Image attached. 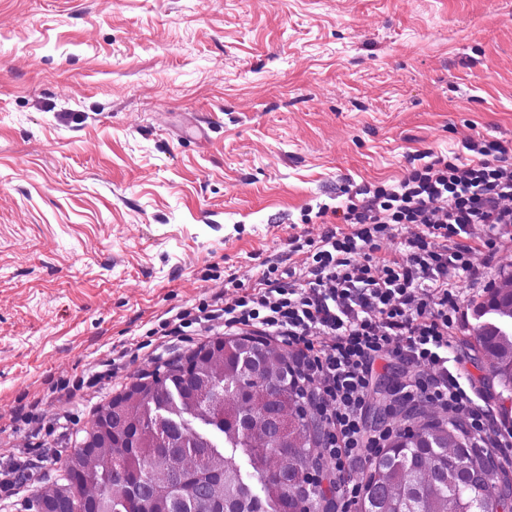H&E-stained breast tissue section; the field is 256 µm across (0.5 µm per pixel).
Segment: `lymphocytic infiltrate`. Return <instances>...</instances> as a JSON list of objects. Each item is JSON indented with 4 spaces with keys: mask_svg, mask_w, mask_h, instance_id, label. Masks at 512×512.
Segmentation results:
<instances>
[{
    "mask_svg": "<svg viewBox=\"0 0 512 512\" xmlns=\"http://www.w3.org/2000/svg\"><path fill=\"white\" fill-rule=\"evenodd\" d=\"M468 160L429 151L423 163L385 185H348L303 267L264 268L249 292L215 296L162 320L161 337L224 324L286 344L325 424L321 454L332 464L338 512H354L362 493L351 469L379 454L391 429L365 435L362 418L374 364L393 357L408 369L390 406H428L459 427L473 448H508L494 408L452 363L461 321V281L482 282L473 257L512 241V146L468 140ZM483 237H476L475 226ZM396 249L378 258L382 241Z\"/></svg>",
    "mask_w": 512,
    "mask_h": 512,
    "instance_id": "lymphocytic-infiltrate-1",
    "label": "lymphocytic infiltrate"
}]
</instances>
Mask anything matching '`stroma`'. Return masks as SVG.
I'll list each match as a JSON object with an SVG mask.
<instances>
[{
  "instance_id": "1",
  "label": "stroma",
  "mask_w": 512,
  "mask_h": 512,
  "mask_svg": "<svg viewBox=\"0 0 512 512\" xmlns=\"http://www.w3.org/2000/svg\"><path fill=\"white\" fill-rule=\"evenodd\" d=\"M478 136L512 142V0H0V465L54 481L35 449L208 340L152 335L169 311L302 265L289 239L336 224L308 209ZM511 278L512 243L459 285L474 379ZM512 303V278L511 283L508 286L500 288H490L487 290V295L484 301L480 304V312L482 315L492 314L493 311L497 310L502 306H508Z\"/></svg>"
}]
</instances>
